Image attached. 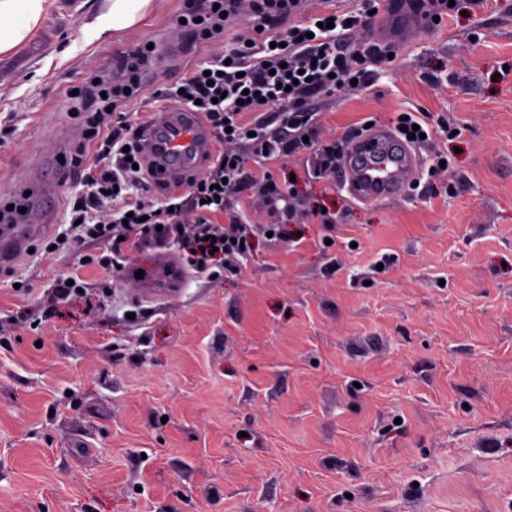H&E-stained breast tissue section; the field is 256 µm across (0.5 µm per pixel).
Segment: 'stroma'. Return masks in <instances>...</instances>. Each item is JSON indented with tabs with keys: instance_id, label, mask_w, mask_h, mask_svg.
I'll return each instance as SVG.
<instances>
[{
	"instance_id": "35a3bbf8",
	"label": "stroma",
	"mask_w": 512,
	"mask_h": 512,
	"mask_svg": "<svg viewBox=\"0 0 512 512\" xmlns=\"http://www.w3.org/2000/svg\"><path fill=\"white\" fill-rule=\"evenodd\" d=\"M104 5L56 0L0 55V200L29 169L50 188L49 229L0 264V512H512V0H455L373 86L322 101L318 142L404 111L442 125L404 198L352 200L315 145L263 161L296 217L268 236L245 189L251 248L211 275L185 237L129 234L119 272L70 238L69 91L114 45L156 41L121 107L141 124L211 53L174 46L183 0L91 38ZM73 274L83 291L57 300Z\"/></svg>"
}]
</instances>
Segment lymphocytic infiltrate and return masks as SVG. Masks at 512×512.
<instances>
[{"instance_id":"1","label":"lymphocytic infiltrate","mask_w":512,"mask_h":512,"mask_svg":"<svg viewBox=\"0 0 512 512\" xmlns=\"http://www.w3.org/2000/svg\"><path fill=\"white\" fill-rule=\"evenodd\" d=\"M254 30L236 36L221 53L194 63L178 85L156 91L158 100L184 107L202 116L216 143L241 144L238 152L220 151L202 174L188 178V196L171 191L163 197H131L128 189L145 183L151 171L140 165L136 130L125 120H114L112 108L137 98L144 76L158 49L141 42L113 58L119 79L87 75L78 91L76 112L85 132L70 165L85 168L84 191L75 197L71 212L75 238L96 239L119 250L120 236L149 232L158 240L177 235L184 209L195 211L189 262L207 272L214 255L224 257L225 270L236 268L249 238L238 212L225 211L227 198L252 188L264 195L278 221L290 217L287 196L270 174L256 175L252 162L298 152L304 137L315 134L314 117L321 96L350 82L370 87L373 68L388 54L364 37L373 21L378 0L351 15L327 10L296 24L293 16L302 0H251ZM240 0H185L182 19L173 28L184 53L223 41L224 31L239 16ZM112 207L100 223H87L90 209L104 201ZM224 212L226 227L211 220Z\"/></svg>"}]
</instances>
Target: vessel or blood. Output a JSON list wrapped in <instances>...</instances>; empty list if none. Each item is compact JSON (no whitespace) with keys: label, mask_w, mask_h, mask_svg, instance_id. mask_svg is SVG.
Listing matches in <instances>:
<instances>
[{"label":"vessel or blood","mask_w":512,"mask_h":512,"mask_svg":"<svg viewBox=\"0 0 512 512\" xmlns=\"http://www.w3.org/2000/svg\"><path fill=\"white\" fill-rule=\"evenodd\" d=\"M381 11L371 34V43L377 47L407 43L424 25L422 12L396 4L395 0H384ZM139 148L145 159L174 181L211 155L212 139L197 113L166 110L153 114ZM418 176L415 151L385 128L354 140L341 167L342 184L355 200L365 204L402 197Z\"/></svg>","instance_id":"vessel-or-blood-1"}]
</instances>
